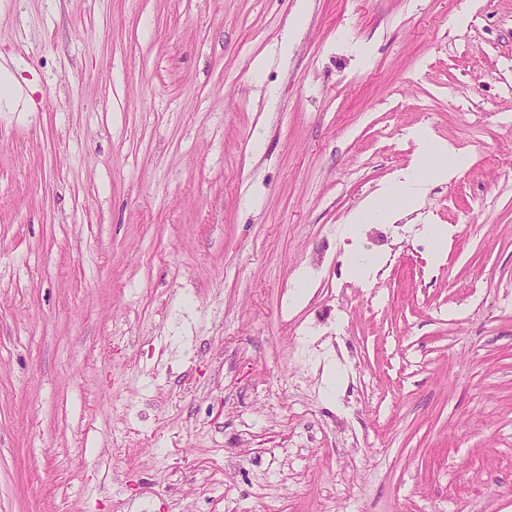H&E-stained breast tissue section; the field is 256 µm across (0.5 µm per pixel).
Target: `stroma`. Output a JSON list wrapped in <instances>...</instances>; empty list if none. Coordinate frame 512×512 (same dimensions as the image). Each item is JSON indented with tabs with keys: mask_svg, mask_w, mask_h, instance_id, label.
<instances>
[{
	"mask_svg": "<svg viewBox=\"0 0 512 512\" xmlns=\"http://www.w3.org/2000/svg\"><path fill=\"white\" fill-rule=\"evenodd\" d=\"M1 66L0 512H512V0H0ZM19 83L15 74L8 68L0 72V107L10 108L14 105ZM422 182L404 175L402 179L397 180L398 186L383 185L352 214L350 223H365L364 220L368 214L386 211L391 201L405 200L406 204L409 201H416L422 192Z\"/></svg>",
	"mask_w": 512,
	"mask_h": 512,
	"instance_id": "35a3bbf8",
	"label": "stroma"
}]
</instances>
